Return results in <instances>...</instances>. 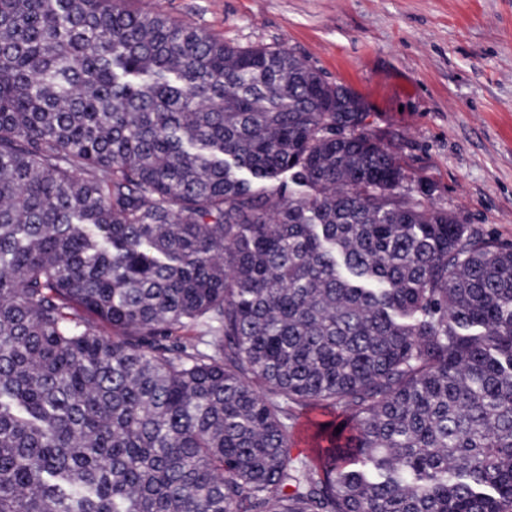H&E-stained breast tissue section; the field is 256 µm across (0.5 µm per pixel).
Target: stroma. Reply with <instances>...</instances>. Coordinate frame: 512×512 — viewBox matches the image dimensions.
Returning <instances> with one entry per match:
<instances>
[{
  "instance_id": "obj_1",
  "label": "stroma",
  "mask_w": 512,
  "mask_h": 512,
  "mask_svg": "<svg viewBox=\"0 0 512 512\" xmlns=\"http://www.w3.org/2000/svg\"><path fill=\"white\" fill-rule=\"evenodd\" d=\"M242 46L283 48L361 95L432 201L512 244V0H135Z\"/></svg>"
}]
</instances>
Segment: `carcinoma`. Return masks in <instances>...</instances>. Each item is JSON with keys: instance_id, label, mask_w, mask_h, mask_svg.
<instances>
[{"instance_id": "carcinoma-1", "label": "carcinoma", "mask_w": 512, "mask_h": 512, "mask_svg": "<svg viewBox=\"0 0 512 512\" xmlns=\"http://www.w3.org/2000/svg\"><path fill=\"white\" fill-rule=\"evenodd\" d=\"M369 116L130 0H0V512H512V246ZM319 412L303 410L302 414L299 416V419L296 422V425L293 429V453H297L299 450H304L305 448L310 447V434L311 427L309 425L308 419H314L315 417H320L318 415Z\"/></svg>"}]
</instances>
